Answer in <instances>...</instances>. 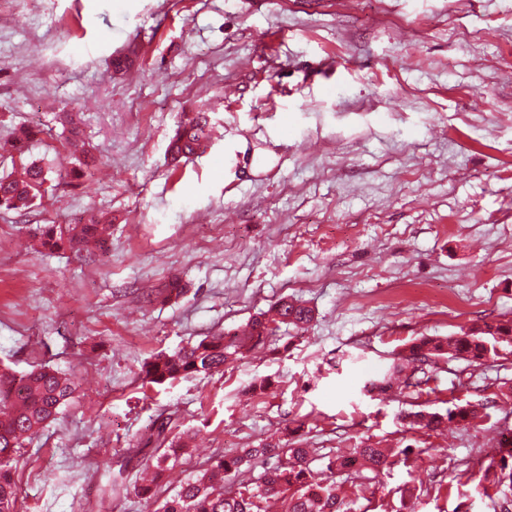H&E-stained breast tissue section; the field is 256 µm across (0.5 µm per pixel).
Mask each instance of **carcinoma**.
Masks as SVG:
<instances>
[{
  "label": "carcinoma",
  "mask_w": 512,
  "mask_h": 512,
  "mask_svg": "<svg viewBox=\"0 0 512 512\" xmlns=\"http://www.w3.org/2000/svg\"><path fill=\"white\" fill-rule=\"evenodd\" d=\"M210 135L205 116L186 117L177 126L168 146L174 162L193 155ZM96 168L95 158L83 151L76 157L71 175L89 180ZM47 171L30 163L20 177H0V209L28 210L42 197ZM110 225L100 219L85 223L46 224L38 236L39 246L49 252L80 253L94 243L108 248ZM314 320L312 308L296 299L283 298L272 310L255 317L249 330L242 334L206 336L194 344L171 353H158L144 362L142 379L148 384L163 385L188 376L224 371V364L243 355L250 347L266 339L269 327L291 325L302 329ZM405 362L393 365L392 374L405 373V387L420 389L430 380L429 368L446 355L463 357L483 364L512 354V317L476 323L446 340L422 337L408 346ZM74 379L49 366L16 374L0 368V512H17L18 486L14 479L15 464L25 438L38 433L56 419L60 409L74 396ZM485 403L456 405L446 412L433 411L421 404L405 419L413 428L435 431L451 421L473 424L486 416ZM500 457L496 462L498 482L512 484V437L498 442ZM182 448L172 443L157 457L156 468L163 472L180 457ZM310 449L300 448L289 439L281 444L265 443L257 448H241L223 455L187 479L180 490L164 500L158 512H266L271 498L283 502L284 512H344L346 498L336 492L335 483L316 478L309 465ZM386 448L359 444L348 452L331 457L326 464L330 473L367 469L378 472L394 462ZM255 461L265 465L255 483H239L234 490L224 489V480L240 472L242 466Z\"/></svg>",
  "instance_id": "cac0c4a2"
}]
</instances>
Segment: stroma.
<instances>
[{
  "mask_svg": "<svg viewBox=\"0 0 512 512\" xmlns=\"http://www.w3.org/2000/svg\"><path fill=\"white\" fill-rule=\"evenodd\" d=\"M66 112L98 161L87 187L67 176ZM191 112L210 136L171 165ZM23 128L0 176L37 161L51 188L0 210V366L79 389L23 445L18 512H153L134 488L159 420L196 435L161 499L299 421L318 474L367 438L409 448L345 476L351 512H495L512 356L440 360L420 394L364 386L415 338L512 317V0H0V143ZM95 216L112 220L106 252L35 249L40 225ZM175 277L183 292L158 297ZM285 297L314 310L306 331L220 373L142 380L151 355L241 332ZM484 400L482 421L442 435L401 420L413 402Z\"/></svg>",
  "mask_w": 512,
  "mask_h": 512,
  "instance_id": "stroma-1",
  "label": "stroma"
}]
</instances>
